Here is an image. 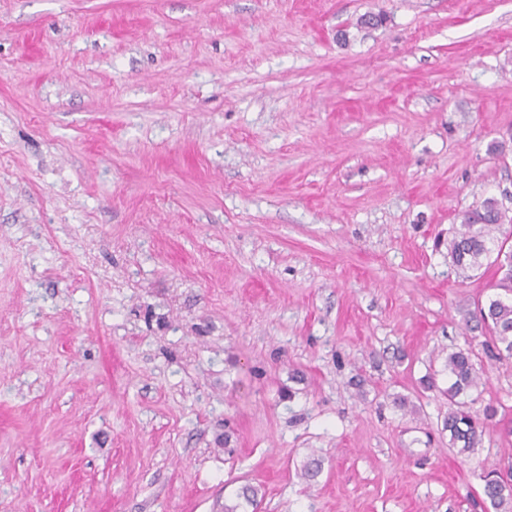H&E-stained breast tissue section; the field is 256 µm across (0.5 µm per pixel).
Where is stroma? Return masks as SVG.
<instances>
[{
    "label": "stroma",
    "instance_id": "1",
    "mask_svg": "<svg viewBox=\"0 0 512 512\" xmlns=\"http://www.w3.org/2000/svg\"><path fill=\"white\" fill-rule=\"evenodd\" d=\"M490 196L512 0H0V512H481ZM498 209V199L487 197L476 202L462 214L460 228L451 242V259L454 266L463 272L478 269L485 259L490 258L495 251L498 262L501 252L504 250L512 259V246L505 251L511 232L505 234L499 241L494 233L500 231L502 224H498L495 211ZM446 369L450 380L446 390L450 406L445 429L448 430L449 443L459 448V452L465 453L481 442L485 430L471 415L466 402L460 401L459 398L474 389L477 390L483 382L468 351L458 350L449 353Z\"/></svg>",
    "mask_w": 512,
    "mask_h": 512
}]
</instances>
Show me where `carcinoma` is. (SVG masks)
<instances>
[{"instance_id": "cac0c4a2", "label": "carcinoma", "mask_w": 512, "mask_h": 512, "mask_svg": "<svg viewBox=\"0 0 512 512\" xmlns=\"http://www.w3.org/2000/svg\"><path fill=\"white\" fill-rule=\"evenodd\" d=\"M498 199L486 197L476 202L462 214L460 228L451 242V259L454 266L462 271L478 269L483 261L494 252L507 251L512 256V247H507L511 235L498 239L494 233L501 225L495 217ZM498 288L508 294L480 305L472 313L476 322L484 325L488 331L487 350L496 359L512 357V278L504 276ZM450 384L446 390L450 406L445 429L448 430L449 443L465 453L476 447L484 435V427L467 409L466 402L460 397L483 385L471 354L458 350L448 354L446 360ZM483 501L495 512H512V483H505L496 477L482 476Z\"/></svg>"}]
</instances>
